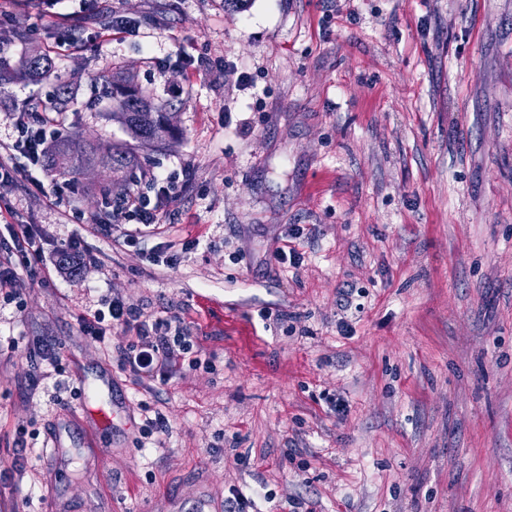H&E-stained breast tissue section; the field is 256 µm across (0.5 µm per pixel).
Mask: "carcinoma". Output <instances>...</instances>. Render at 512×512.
<instances>
[{
    "mask_svg": "<svg viewBox=\"0 0 512 512\" xmlns=\"http://www.w3.org/2000/svg\"><path fill=\"white\" fill-rule=\"evenodd\" d=\"M20 76L37 81H54L55 92L49 109L60 114L72 111L74 99L69 85L55 72L50 58L41 57L39 64L28 58L17 71L0 66V88ZM107 85L105 95L111 102L112 118L125 126L132 138L144 143L161 144L170 137L172 128L167 117L168 104L118 74L111 75ZM75 162L81 166L104 169L108 173V179L100 187V192L110 195L112 186L130 184L137 157L133 149L124 143L113 146L108 154L100 155L92 145L78 138L57 142L47 157L49 170L61 174L73 173Z\"/></svg>",
    "mask_w": 512,
    "mask_h": 512,
    "instance_id": "cac0c4a2",
    "label": "carcinoma"
}]
</instances>
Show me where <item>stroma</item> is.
Masks as SVG:
<instances>
[{"label":"stroma","instance_id":"stroma-1","mask_svg":"<svg viewBox=\"0 0 512 512\" xmlns=\"http://www.w3.org/2000/svg\"><path fill=\"white\" fill-rule=\"evenodd\" d=\"M357 7L0 0V31L28 33L11 67L64 32L83 41L53 58L77 105L49 136L126 139L94 82L118 66L172 104L174 135L139 149L134 184L191 171L164 237L132 245L98 170L0 189V220L33 225L48 261L20 273L26 308L0 299V459L18 467L0 512H192L235 489L250 512H512V0ZM115 14L138 34L100 37ZM52 92L0 90V143ZM293 224L308 231L297 270L272 257ZM73 240L92 263L61 262ZM162 241L175 268L150 261ZM115 295L180 317L213 370L136 383L117 336L81 329ZM348 299L362 311L345 336ZM69 404L113 409L101 462ZM144 405L167 420L156 447L136 444Z\"/></svg>","mask_w":512,"mask_h":512}]
</instances>
